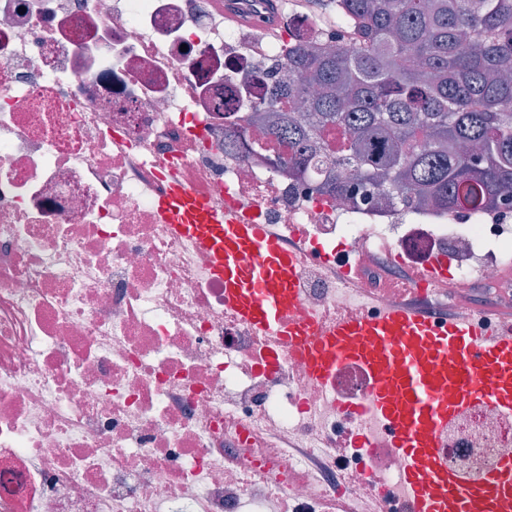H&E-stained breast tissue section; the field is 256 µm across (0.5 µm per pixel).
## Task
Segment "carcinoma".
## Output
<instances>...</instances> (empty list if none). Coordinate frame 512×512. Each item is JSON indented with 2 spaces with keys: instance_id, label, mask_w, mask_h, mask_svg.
<instances>
[{
  "instance_id": "cac0c4a2",
  "label": "carcinoma",
  "mask_w": 512,
  "mask_h": 512,
  "mask_svg": "<svg viewBox=\"0 0 512 512\" xmlns=\"http://www.w3.org/2000/svg\"><path fill=\"white\" fill-rule=\"evenodd\" d=\"M354 51H288L264 139L335 195L485 209L512 198V0H336Z\"/></svg>"
}]
</instances>
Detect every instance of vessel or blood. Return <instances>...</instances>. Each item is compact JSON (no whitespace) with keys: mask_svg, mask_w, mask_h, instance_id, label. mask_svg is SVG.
Segmentation results:
<instances>
[{"mask_svg":"<svg viewBox=\"0 0 512 512\" xmlns=\"http://www.w3.org/2000/svg\"><path fill=\"white\" fill-rule=\"evenodd\" d=\"M194 188L178 183L171 212L198 209ZM178 233L211 258L224 279V305L256 334L270 337L273 354L302 358L312 381H327L343 362L368 372L370 410L392 426L406 461L405 512H512V450L469 481L451 467L440 434L478 404L512 415V325L477 326L472 315L435 316L402 302L367 314L319 324L304 312L300 246H284L273 225L214 204L208 223L177 225ZM414 282L448 281V259L438 257Z\"/></svg>","mask_w":512,"mask_h":512,"instance_id":"1","label":"vessel or blood"}]
</instances>
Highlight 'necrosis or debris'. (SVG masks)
Instances as JSON below:
<instances>
[{"label": "necrosis or debris", "instance_id": "4bbe7bcc", "mask_svg": "<svg viewBox=\"0 0 512 512\" xmlns=\"http://www.w3.org/2000/svg\"><path fill=\"white\" fill-rule=\"evenodd\" d=\"M285 42L219 29L224 0H0V512H377L405 461L362 369L313 382L224 306L205 255L159 201L175 183L263 224L332 242L358 288L300 270L321 321L397 303L390 273L447 255L433 307L512 308V204L457 213L380 204L255 147L269 63L300 28L358 45L296 0H250ZM248 146L224 147V132ZM480 478L512 448V417L474 407L441 436Z\"/></svg>", "mask_w": 512, "mask_h": 512}]
</instances>
